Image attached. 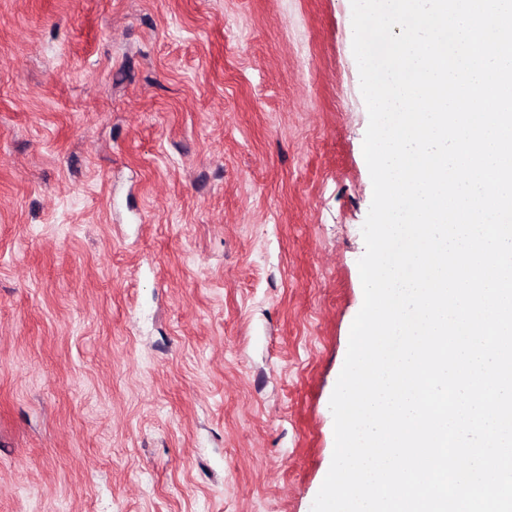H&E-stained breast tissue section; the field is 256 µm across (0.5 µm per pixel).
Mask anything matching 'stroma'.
<instances>
[{
    "label": "stroma",
    "mask_w": 512,
    "mask_h": 512,
    "mask_svg": "<svg viewBox=\"0 0 512 512\" xmlns=\"http://www.w3.org/2000/svg\"><path fill=\"white\" fill-rule=\"evenodd\" d=\"M351 0H0V512H311L373 195Z\"/></svg>",
    "instance_id": "stroma-1"
}]
</instances>
